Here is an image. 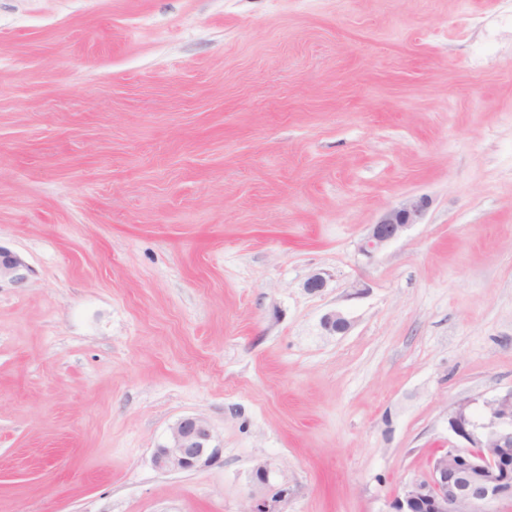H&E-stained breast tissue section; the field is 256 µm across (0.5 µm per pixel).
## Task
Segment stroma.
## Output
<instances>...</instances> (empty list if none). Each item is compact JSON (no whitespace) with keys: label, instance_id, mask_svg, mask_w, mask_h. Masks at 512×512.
I'll return each instance as SVG.
<instances>
[{"label":"stroma","instance_id":"35a3bbf8","mask_svg":"<svg viewBox=\"0 0 512 512\" xmlns=\"http://www.w3.org/2000/svg\"><path fill=\"white\" fill-rule=\"evenodd\" d=\"M0 248V512H390L512 389V0H0ZM428 201L426 198H409L400 206L385 212L375 224H369L368 232L359 250L372 257L392 241L398 239L404 231L422 219ZM28 266L19 257L4 252L0 248V281L7 277L14 284H21L26 279ZM213 435L201 416L180 418L170 429L165 444L153 455L155 468L167 472H186L213 461L219 448L212 446Z\"/></svg>","mask_w":512,"mask_h":512}]
</instances>
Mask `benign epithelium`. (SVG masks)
Here are the masks:
<instances>
[{
	"label": "benign epithelium",
	"instance_id": "benign-epithelium-1",
	"mask_svg": "<svg viewBox=\"0 0 512 512\" xmlns=\"http://www.w3.org/2000/svg\"><path fill=\"white\" fill-rule=\"evenodd\" d=\"M428 201L409 198L369 225L360 245L373 256L422 219ZM28 266L19 257L0 250V278L20 284ZM322 326L331 335L347 332L349 321L339 312L323 316ZM448 425L463 445L448 444L432 458L428 477L405 485L392 512H500L512 506V390L483 402L480 414L467 403L448 417ZM207 421L197 415L180 418L170 429L165 444L153 455L155 468L186 472L213 461L219 449L212 446Z\"/></svg>",
	"mask_w": 512,
	"mask_h": 512
}]
</instances>
